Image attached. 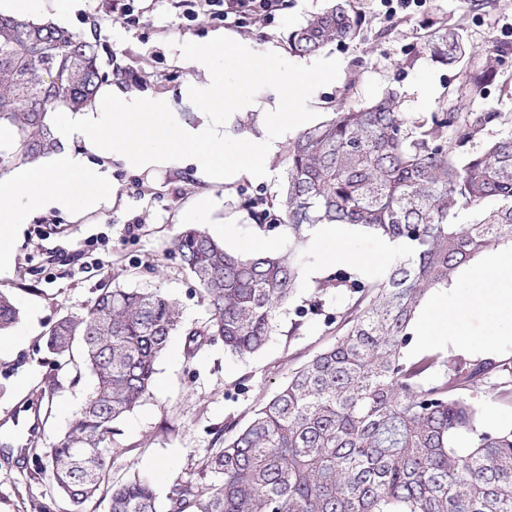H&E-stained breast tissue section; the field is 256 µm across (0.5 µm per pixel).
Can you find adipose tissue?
Wrapping results in <instances>:
<instances>
[{
	"instance_id": "1",
	"label": "adipose tissue",
	"mask_w": 512,
	"mask_h": 512,
	"mask_svg": "<svg viewBox=\"0 0 512 512\" xmlns=\"http://www.w3.org/2000/svg\"><path fill=\"white\" fill-rule=\"evenodd\" d=\"M227 50L242 60L231 81L224 80L217 68ZM186 64L203 76L202 82H189L182 92L195 120H181L167 100L136 97L109 81L101 84L94 106L56 118L63 148L50 164L0 176V224L28 223L48 207L88 212L105 204L109 176L89 169L91 154L113 157L137 171L162 164L191 165L209 183L263 180L289 126L308 118L304 112H286L282 88L303 93L307 71L317 69L330 76L335 69L331 62L287 64L278 47L259 52L231 34L198 44ZM243 112L258 113L257 132H234L233 120ZM76 138L82 140L84 152L69 150V142ZM78 175L94 182V189L75 194L72 181ZM458 278L470 285L464 299L450 306L433 298L421 319L420 335L471 350L468 320L476 312L481 313L489 338L512 334V244L462 267Z\"/></svg>"
}]
</instances>
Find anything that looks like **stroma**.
I'll list each match as a JSON object with an SVG mask.
<instances>
[{
	"instance_id": "stroma-1",
	"label": "stroma",
	"mask_w": 512,
	"mask_h": 512,
	"mask_svg": "<svg viewBox=\"0 0 512 512\" xmlns=\"http://www.w3.org/2000/svg\"><path fill=\"white\" fill-rule=\"evenodd\" d=\"M326 3L288 0L274 20L256 19L236 34L256 47L270 41L285 46L289 31ZM67 8L68 0H48L43 18L97 39L106 72L133 68V80L124 84L130 94L171 100L181 119H192L181 91L195 72L181 59L193 45L223 31L222 21L203 11L186 19L185 0H134L130 15L115 9L113 0H84L73 15ZM357 8L364 24L356 40L328 45L321 52L335 60V77L309 72L308 97L284 90L287 111L312 113L317 124L337 104L363 105L390 88L401 111L420 121L444 109L470 112L474 106L464 87L465 72L494 44L501 61L482 106L500 118L459 153L479 151L512 133V0H422L421 6L394 15L380 0H357ZM440 26L459 35L466 50L460 62L448 64L430 51L428 37ZM269 171L264 180L223 187L197 178L190 168L162 166L137 173L115 162L113 204L80 215L50 210L1 233L0 250L9 251L12 260L0 268V289L11 291L23 319H35L37 328L26 336L16 327L0 334V345L9 348L0 354V418L9 416L14 406L35 400L52 383L56 390L48 402L42 438L51 441L65 431L91 392L93 379L86 372L77 378L56 370L44 333L63 314L89 305L102 284L166 293L178 303L187 327L208 319L196 282L168 251L170 238L188 223L201 194L209 192L222 201L203 228L226 248L244 252L257 242L266 250H285V228L259 222L249 206L258 196L274 203L282 181L279 159L270 161ZM131 224L137 225L136 234L127 233ZM379 244L367 231L346 237L343 247L353 259L336 262V269L382 266L386 257ZM345 304L344 297L332 292L319 297L314 289L298 290L279 313L268 344L244 360L225 354L219 343L205 345L190 359L183 336H171L157 364L152 396L118 424L113 479L137 472L154 479L163 493L175 480L199 478L207 458L223 447L226 424L245 426L291 373L335 344L336 313ZM299 308L305 310L304 318H297ZM36 471L32 458L0 459V512H40L45 504L51 512H71L47 481H36Z\"/></svg>"
}]
</instances>
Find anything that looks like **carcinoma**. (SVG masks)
<instances>
[{
  "instance_id": "cac0c4a2",
  "label": "carcinoma",
  "mask_w": 512,
  "mask_h": 512,
  "mask_svg": "<svg viewBox=\"0 0 512 512\" xmlns=\"http://www.w3.org/2000/svg\"><path fill=\"white\" fill-rule=\"evenodd\" d=\"M360 30L351 0H331L288 33V51L315 55ZM431 45L450 64L465 56L462 42L441 29ZM497 55L490 47L467 72L472 101L484 99ZM102 80L97 41L0 14V175L58 152L53 114L92 105ZM499 118L435 112L414 125L388 89L288 139L277 214L256 211L286 227L287 251H231L197 224L170 242L201 287L208 323L184 327L176 302L159 292L107 288L49 328L57 367L89 371L94 386L66 431L36 453L39 473L72 512L98 501L108 512H512V430L484 429L474 400L486 387L512 404V361L404 356L421 303L461 265L512 242V133L457 156ZM470 209L473 222H452ZM318 224L361 226L398 250L371 274L306 282ZM300 288L348 298L336 317L339 339L297 369L248 425L224 428V448L203 465L216 481H177L163 499L148 477L112 481L114 424L152 394L170 336L182 332L189 357L219 341L248 358ZM20 319L14 298L0 291V332ZM459 436L469 448L452 447Z\"/></svg>"
}]
</instances>
